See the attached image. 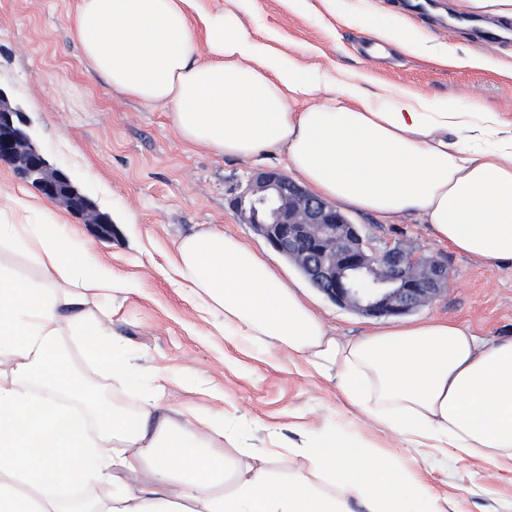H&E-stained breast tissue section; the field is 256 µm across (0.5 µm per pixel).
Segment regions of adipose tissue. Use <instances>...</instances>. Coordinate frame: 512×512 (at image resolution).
Wrapping results in <instances>:
<instances>
[{
    "label": "adipose tissue",
    "mask_w": 512,
    "mask_h": 512,
    "mask_svg": "<svg viewBox=\"0 0 512 512\" xmlns=\"http://www.w3.org/2000/svg\"><path fill=\"white\" fill-rule=\"evenodd\" d=\"M69 31L107 84L169 109L180 140L227 156L284 152L319 198L383 218L413 213L434 237L491 268L512 266V120L457 100L341 83L332 103L296 111L313 87L291 55L195 0H81ZM212 60L197 62L199 50ZM38 278L0 266V512H62L72 488L108 483L78 512H409L408 471L332 441L243 448L234 429L174 414L167 371L136 410L96 402L87 419L60 349L65 332L113 376L129 366L90 296L112 276L49 224H2ZM172 263L231 336L301 359L349 404L416 448L512 466V338L491 344L461 323L404 322L357 340L333 335L265 258L218 230L182 239ZM303 458L306 466L291 471Z\"/></svg>",
    "instance_id": "1"
}]
</instances>
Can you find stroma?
Here are the masks:
<instances>
[{
  "label": "stroma",
  "mask_w": 512,
  "mask_h": 512,
  "mask_svg": "<svg viewBox=\"0 0 512 512\" xmlns=\"http://www.w3.org/2000/svg\"><path fill=\"white\" fill-rule=\"evenodd\" d=\"M406 0H197L198 12L228 17L252 36L274 31L273 51L293 55L317 88L358 81L512 114V20L478 16V28L440 31L461 18L457 0H430L432 19L405 10ZM80 0H0V90L18 105L34 143L64 171L110 227L99 230L43 197L15 169L0 164V218L9 224H52L88 251L120 283L90 299L97 316L111 315L134 376L117 382L88 356L75 336L63 346L73 368L104 390L108 401L134 408L156 370L165 404L187 415L224 418L243 446H282L332 433L338 446L361 445L411 467L413 489L433 495L444 512H512V470L477 459L425 454L353 408L336 385L305 372L299 360L261 351L225 335L223 318L198 307L170 268L177 244L214 228L246 241L320 315L333 334L357 339L394 326L336 305L245 224L232 198L258 169L286 170L284 154L260 159L225 156L189 146L176 135L167 108L142 103L110 87L89 68L68 30ZM407 19L436 46L420 57L375 39L379 22ZM493 62L475 69L445 60L449 45ZM374 247L400 245L442 260L450 275L412 321L446 319L470 326L483 341L512 336V266L488 268L438 242L415 215L392 220L348 211Z\"/></svg>",
  "instance_id": "1"
}]
</instances>
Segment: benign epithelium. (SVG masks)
<instances>
[{"label": "benign epithelium", "instance_id": "7a95c632", "mask_svg": "<svg viewBox=\"0 0 512 512\" xmlns=\"http://www.w3.org/2000/svg\"><path fill=\"white\" fill-rule=\"evenodd\" d=\"M24 121L0 90V164L34 180L41 194L89 224L102 217L34 145ZM233 207L277 253L327 298L372 317L406 315L448 286V265L399 245L377 249L336 206L272 169L251 174Z\"/></svg>", "mask_w": 512, "mask_h": 512}]
</instances>
